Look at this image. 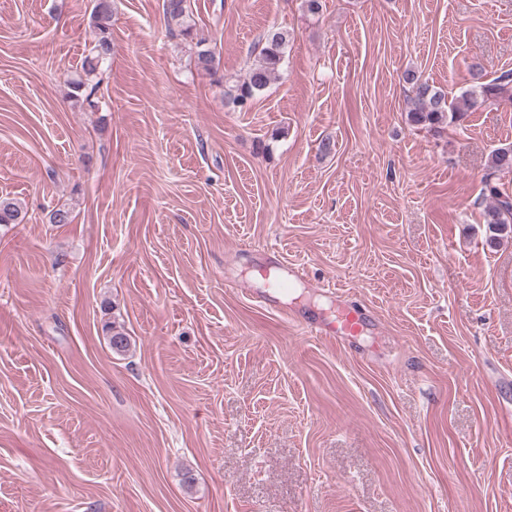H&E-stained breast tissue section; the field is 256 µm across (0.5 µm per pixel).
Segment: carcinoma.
<instances>
[{
	"instance_id": "cac0c4a2",
	"label": "carcinoma",
	"mask_w": 512,
	"mask_h": 512,
	"mask_svg": "<svg viewBox=\"0 0 512 512\" xmlns=\"http://www.w3.org/2000/svg\"><path fill=\"white\" fill-rule=\"evenodd\" d=\"M164 14L169 29L177 30L182 36L191 35L194 24L190 0H164ZM111 17L110 0H94L91 23L97 44L94 54L83 62V69L88 74L95 73L101 63L112 56ZM289 42L288 32L281 29L268 31L261 40L259 60L250 68L247 78L236 87L235 93L230 95L233 104L243 107L268 87L283 64ZM469 70V88L462 92L459 100L451 103L446 94L433 89L421 73L413 69L405 70L402 79L413 92L407 121L413 126L436 130L444 124L460 121L465 113L477 110L488 101L512 105V72L488 80L484 66L478 61L472 62ZM70 87L69 97L75 102H89L96 92V87L90 88L82 80L71 82ZM511 171L512 147L494 150L490 157V173L484 177L482 188V195L489 200L482 218L489 231L487 244L491 247L500 243L502 234L512 233V194L493 180L497 174ZM23 219L22 210L16 202L0 199V226L19 224ZM104 330L109 333L112 349L122 351L128 347V336L116 325L106 324Z\"/></svg>"
}]
</instances>
